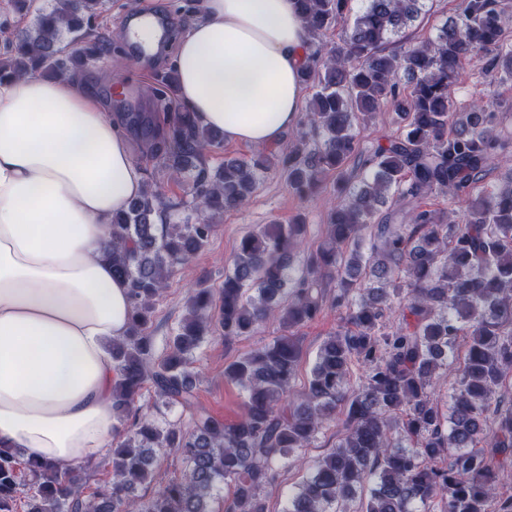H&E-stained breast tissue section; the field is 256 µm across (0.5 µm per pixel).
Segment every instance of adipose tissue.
<instances>
[{
    "label": "adipose tissue",
    "mask_w": 512,
    "mask_h": 512,
    "mask_svg": "<svg viewBox=\"0 0 512 512\" xmlns=\"http://www.w3.org/2000/svg\"><path fill=\"white\" fill-rule=\"evenodd\" d=\"M307 34L296 0H202L173 63L180 100L226 139L266 146L295 126ZM143 170L80 76L0 82V447L61 464L112 437V339L128 287L112 215Z\"/></svg>",
    "instance_id": "1"
}]
</instances>
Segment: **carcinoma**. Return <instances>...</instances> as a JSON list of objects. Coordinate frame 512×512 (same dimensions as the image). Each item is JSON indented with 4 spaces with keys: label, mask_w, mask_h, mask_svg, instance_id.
Masks as SVG:
<instances>
[{
    "label": "carcinoma",
    "mask_w": 512,
    "mask_h": 512,
    "mask_svg": "<svg viewBox=\"0 0 512 512\" xmlns=\"http://www.w3.org/2000/svg\"><path fill=\"white\" fill-rule=\"evenodd\" d=\"M297 0L308 35L303 89L308 112L276 144L214 170L207 155L221 134L177 102V73L156 77V112L138 126L143 155L155 162L143 190L115 214L112 275L129 285L126 335L112 340V408L119 438L102 462L111 477L91 494L76 466L23 460L0 447V512H213L225 485L224 512H267L288 459L309 447L336 412L344 433L314 463L312 475L282 512H512L499 486L512 476V158L498 126L503 113L482 100L461 103L452 86L475 56L486 73L512 75V38L504 18L512 0H459L433 39L387 50L424 10L426 0ZM105 0H55L33 25L8 38L0 79L32 72L73 74L112 48L91 20ZM342 26L341 43L321 37ZM76 42L82 47L70 46ZM400 134L349 168L358 126L381 107ZM508 166L507 187L488 177ZM276 169L301 197L334 176L338 202L323 243L303 250L301 217L241 237L218 290L196 288L185 313L155 355V302L177 268L205 248L216 213L244 206L259 175ZM185 175L201 216L166 214L161 178ZM437 193L448 210L417 202ZM343 325L321 345L304 390L294 391L301 363L299 329L326 309ZM399 313L389 329L390 311ZM216 312L224 340L249 336L271 317L285 334L224 369L245 396L230 424L206 415L192 432L157 419L159 405L198 408L193 354ZM458 361L448 412L432 394L440 371ZM362 369L359 383L352 370ZM152 386L161 404L142 403ZM185 464L181 477L158 478L157 454ZM155 486L149 495L139 489Z\"/></svg>",
    "instance_id": "cac0c4a2"
}]
</instances>
